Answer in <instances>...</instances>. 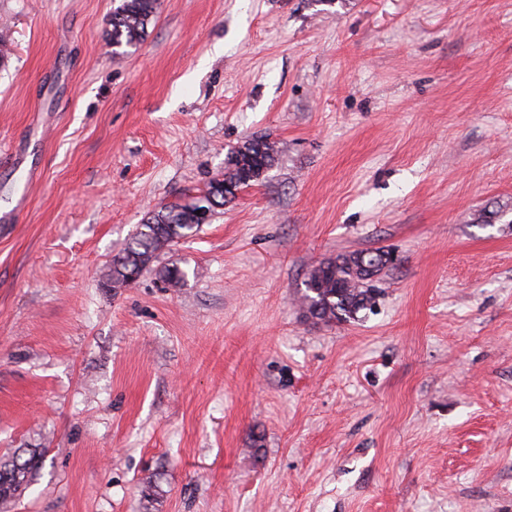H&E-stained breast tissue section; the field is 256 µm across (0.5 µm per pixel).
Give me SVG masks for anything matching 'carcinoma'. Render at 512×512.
Instances as JSON below:
<instances>
[{"mask_svg":"<svg viewBox=\"0 0 512 512\" xmlns=\"http://www.w3.org/2000/svg\"><path fill=\"white\" fill-rule=\"evenodd\" d=\"M159 0H121L109 20L107 38L112 47H132L146 34L155 16ZM255 157L274 161V144L266 139L251 140ZM236 151L225 160L224 189L215 193V206L222 207L236 197L235 191L246 187L239 164H231ZM199 230L193 210L186 203L164 207L140 225L122 253L112 259V283L124 285L150 269L166 250ZM381 249L355 250L312 267L304 280L301 304L305 312L324 323L348 322L376 298L374 282L390 263ZM45 452L27 448L0 458V507L16 503L28 486L32 471L42 464Z\"/></svg>","mask_w":512,"mask_h":512,"instance_id":"1","label":"carcinoma"}]
</instances>
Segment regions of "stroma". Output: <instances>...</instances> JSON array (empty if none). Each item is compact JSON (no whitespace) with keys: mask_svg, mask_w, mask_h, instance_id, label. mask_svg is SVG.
Instances as JSON below:
<instances>
[{"mask_svg":"<svg viewBox=\"0 0 512 512\" xmlns=\"http://www.w3.org/2000/svg\"><path fill=\"white\" fill-rule=\"evenodd\" d=\"M118 4L0 0V455L45 452L13 512H512V0H159L115 51ZM366 248L375 305L308 318ZM235 154H236V149L231 150L228 153L227 158L225 160V167H224L225 171H224V181H223L224 189H221L220 191L217 190L214 195L215 202H216L215 207L209 206V208L212 211V215L217 207H223L224 204L231 202L232 199H234L236 197L237 194H235V192L232 190V188H235L236 190H240L244 187L251 185L249 183L248 184L243 183V184L238 185V183L242 179L241 168L239 167V162H237L234 165L230 163L232 157ZM209 189L211 190V188L207 187L206 191L202 195H200L194 199V200H199V209L198 210H200V214H198V218H199L201 224L207 223L209 221V217H210V209H208L204 205L205 204L204 200L210 197ZM199 229L186 203H175L154 213L140 225L122 253L112 259V287L130 284L150 269L164 250L172 249ZM361 253L375 260L371 269L359 263ZM387 254L381 249L355 250L312 266L300 298L306 314L324 323L355 320L358 312L371 306L376 298L373 282L394 263L393 254L389 256L390 263L383 259Z\"/></svg>","mask_w":512,"mask_h":512,"instance_id":"stroma-1","label":"stroma"}]
</instances>
